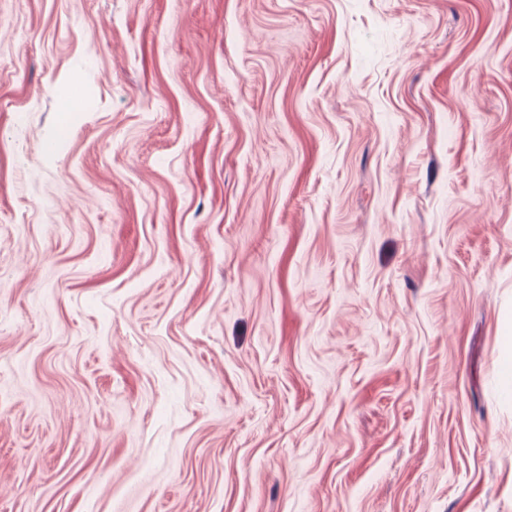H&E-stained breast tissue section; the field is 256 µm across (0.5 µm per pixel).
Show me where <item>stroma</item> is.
I'll list each match as a JSON object with an SVG mask.
<instances>
[{"label":"stroma","instance_id":"obj_1","mask_svg":"<svg viewBox=\"0 0 512 512\" xmlns=\"http://www.w3.org/2000/svg\"><path fill=\"white\" fill-rule=\"evenodd\" d=\"M510 321L512 0H0V512H512Z\"/></svg>","mask_w":512,"mask_h":512}]
</instances>
